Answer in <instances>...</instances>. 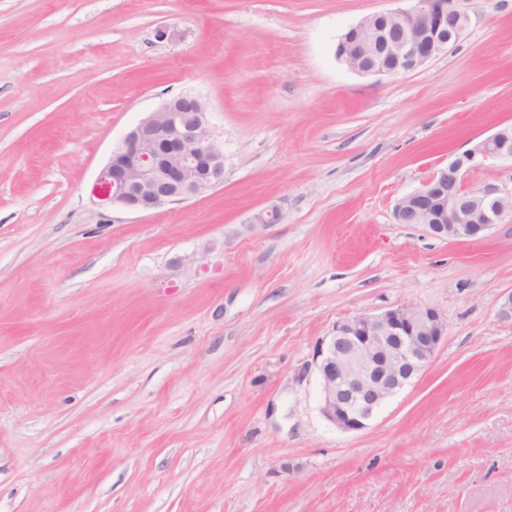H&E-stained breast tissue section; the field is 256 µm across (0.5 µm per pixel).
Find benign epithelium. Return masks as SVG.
Masks as SVG:
<instances>
[{
    "instance_id": "benign-epithelium-1",
    "label": "benign epithelium",
    "mask_w": 512,
    "mask_h": 512,
    "mask_svg": "<svg viewBox=\"0 0 512 512\" xmlns=\"http://www.w3.org/2000/svg\"><path fill=\"white\" fill-rule=\"evenodd\" d=\"M372 13L339 39L336 56L363 75L414 71L465 35L462 0H409ZM394 34L386 32L387 25ZM512 159V128L505 127L438 169L423 186L398 200V224L424 227L443 240L479 241L512 211V195L465 189L466 174L484 162ZM224 183V149L215 137L208 103L197 94L164 102L127 132L97 178L101 203L149 211L200 196ZM448 335L435 308L400 306L336 325L319 344L314 367L320 412L336 428L355 432L430 363Z\"/></svg>"
}]
</instances>
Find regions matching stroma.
Listing matches in <instances>:
<instances>
[{
    "label": "stroma",
    "mask_w": 512,
    "mask_h": 512,
    "mask_svg": "<svg viewBox=\"0 0 512 512\" xmlns=\"http://www.w3.org/2000/svg\"><path fill=\"white\" fill-rule=\"evenodd\" d=\"M398 6L0 0V512H512V214L476 242L393 217L512 126V0H464V38L410 73L337 58ZM185 93L223 185L100 205L129 128ZM465 186L512 195V162ZM403 304L447 336L336 429L317 344Z\"/></svg>",
    "instance_id": "1"
}]
</instances>
